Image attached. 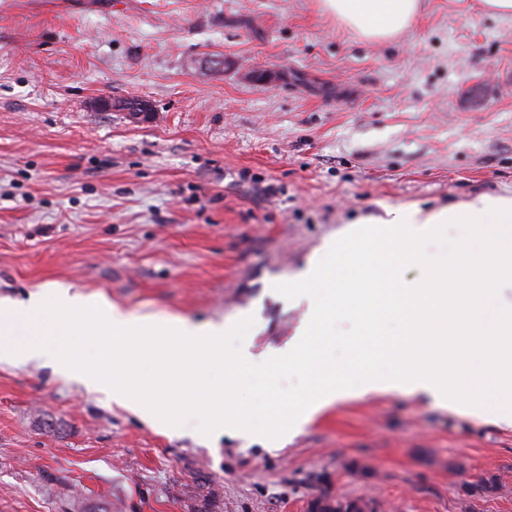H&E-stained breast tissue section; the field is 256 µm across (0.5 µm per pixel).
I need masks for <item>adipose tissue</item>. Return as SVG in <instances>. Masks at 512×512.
Instances as JSON below:
<instances>
[{"label": "adipose tissue", "instance_id": "1", "mask_svg": "<svg viewBox=\"0 0 512 512\" xmlns=\"http://www.w3.org/2000/svg\"><path fill=\"white\" fill-rule=\"evenodd\" d=\"M323 11L371 40H385L414 19L420 0H320Z\"/></svg>", "mask_w": 512, "mask_h": 512}]
</instances>
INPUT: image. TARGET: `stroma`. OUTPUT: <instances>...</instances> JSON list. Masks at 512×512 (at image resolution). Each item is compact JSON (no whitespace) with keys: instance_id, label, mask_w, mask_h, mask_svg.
<instances>
[{"instance_id":"obj_1","label":"stroma","mask_w":512,"mask_h":512,"mask_svg":"<svg viewBox=\"0 0 512 512\" xmlns=\"http://www.w3.org/2000/svg\"><path fill=\"white\" fill-rule=\"evenodd\" d=\"M481 195L512 198V15L480 0H421L385 41L319 0H0V303L55 285L251 316L261 362L310 314L275 284L327 239ZM491 476L476 512H512V427L421 396L337 401L280 447L0 364V512H309L325 492L462 512Z\"/></svg>"}]
</instances>
